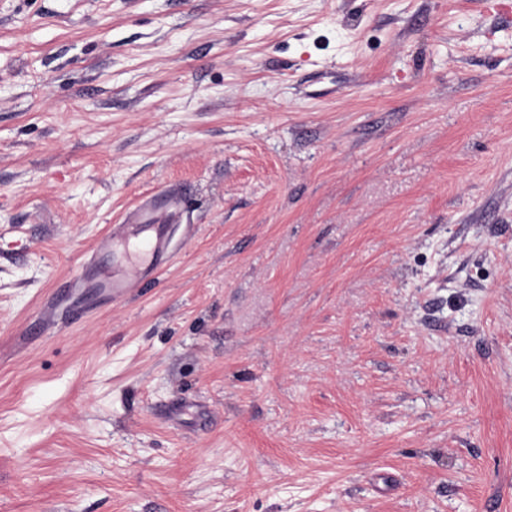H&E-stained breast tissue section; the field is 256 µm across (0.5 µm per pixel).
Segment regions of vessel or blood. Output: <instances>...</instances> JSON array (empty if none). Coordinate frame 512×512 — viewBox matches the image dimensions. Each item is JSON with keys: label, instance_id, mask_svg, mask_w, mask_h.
Listing matches in <instances>:
<instances>
[{"label": "vessel or blood", "instance_id": "1", "mask_svg": "<svg viewBox=\"0 0 512 512\" xmlns=\"http://www.w3.org/2000/svg\"><path fill=\"white\" fill-rule=\"evenodd\" d=\"M182 204L181 195L171 192L147 198L112 234L113 247H136L139 262L113 267L111 273L90 279L89 287L110 290L117 300L147 283L168 256L166 227L176 221Z\"/></svg>", "mask_w": 512, "mask_h": 512}]
</instances>
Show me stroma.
I'll use <instances>...</instances> for the list:
<instances>
[{"label": "stroma", "instance_id": "1", "mask_svg": "<svg viewBox=\"0 0 512 512\" xmlns=\"http://www.w3.org/2000/svg\"><path fill=\"white\" fill-rule=\"evenodd\" d=\"M0 512H512V0H0ZM183 194L159 193L144 204L112 233L113 248L135 246L141 262L112 266V273L99 275L87 282L86 288L109 289L112 299H121L141 288L156 274L168 256L166 225L173 224L182 208Z\"/></svg>", "mask_w": 512, "mask_h": 512}]
</instances>
